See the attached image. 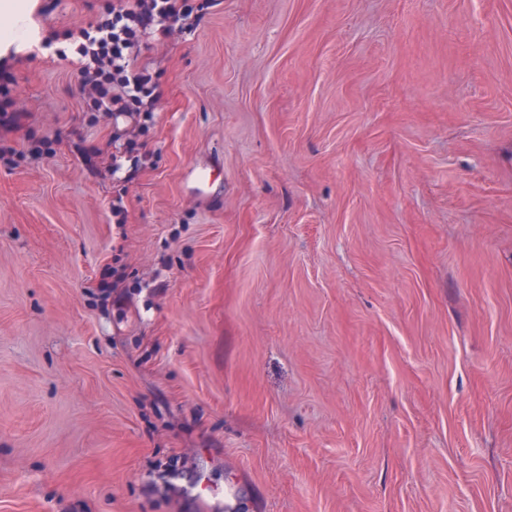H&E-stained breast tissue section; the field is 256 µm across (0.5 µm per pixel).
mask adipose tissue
<instances>
[{
  "label": "adipose tissue",
  "instance_id": "1",
  "mask_svg": "<svg viewBox=\"0 0 512 512\" xmlns=\"http://www.w3.org/2000/svg\"><path fill=\"white\" fill-rule=\"evenodd\" d=\"M40 0H0V66L43 55L50 31L39 17Z\"/></svg>",
  "mask_w": 512,
  "mask_h": 512
}]
</instances>
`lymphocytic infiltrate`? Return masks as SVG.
<instances>
[{"mask_svg":"<svg viewBox=\"0 0 512 512\" xmlns=\"http://www.w3.org/2000/svg\"><path fill=\"white\" fill-rule=\"evenodd\" d=\"M85 26L60 32L80 76V107L90 123L112 121V171L138 156L164 90L144 62L150 42L168 38L191 13L186 0H89Z\"/></svg>","mask_w":512,"mask_h":512,"instance_id":"1","label":"lymphocytic infiltrate"}]
</instances>
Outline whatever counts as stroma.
Wrapping results in <instances>:
<instances>
[{
	"label": "stroma",
	"instance_id": "obj_1",
	"mask_svg": "<svg viewBox=\"0 0 512 512\" xmlns=\"http://www.w3.org/2000/svg\"><path fill=\"white\" fill-rule=\"evenodd\" d=\"M189 3L131 182L12 68L0 512H512V0Z\"/></svg>",
	"mask_w": 512,
	"mask_h": 512
}]
</instances>
